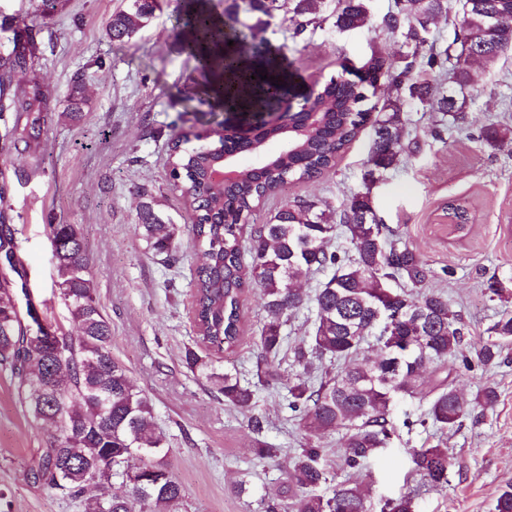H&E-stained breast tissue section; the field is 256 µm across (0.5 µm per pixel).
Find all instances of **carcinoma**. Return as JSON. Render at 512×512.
Returning a JSON list of instances; mask_svg holds the SVG:
<instances>
[{"label": "carcinoma", "mask_w": 512, "mask_h": 512, "mask_svg": "<svg viewBox=\"0 0 512 512\" xmlns=\"http://www.w3.org/2000/svg\"><path fill=\"white\" fill-rule=\"evenodd\" d=\"M276 2L241 0L244 12L265 15ZM460 3L462 17L454 25L451 43L443 47L431 39V25L437 16L448 14V0H401L397 10L384 16L383 25L411 45L412 53L398 63L372 52L357 83L350 81L349 62H343L336 80L318 89L316 123L297 118L290 148L269 156L262 165L241 169L240 178L222 191L209 179V170L220 157L217 148L222 145L225 151L242 155L254 152L252 144L220 135L208 151L186 148L177 137L169 147L174 178L188 209V235L200 253L194 276L198 342L218 357L235 352L242 296L248 288L258 292L264 311L255 337L256 382H241L234 369L218 372L213 361L192 349L185 353L187 368L205 378L224 397V405L242 412L252 409L258 387L276 380L272 368L283 347H288L291 365L298 368L288 385V408L305 442L288 472V494L265 502V512H369V491L360 483L341 482L328 497L317 493L329 481L333 467L314 436L343 431L342 465L359 470L388 445L387 416L393 396L419 394L425 369L450 356L472 368L461 349L459 315L444 294L425 290L430 270L418 254L386 245L389 229L377 216L370 188L375 173L404 160L405 103L418 102L458 124L464 119L466 100L448 91V85L466 90L473 83L472 60L493 63L512 49V0ZM319 4L320 0H294L292 13L303 18L294 34L316 22ZM154 7L155 0H129L125 10L112 15L109 34L115 40L132 38L147 26ZM483 14H493L499 22L484 28L476 25L474 20ZM367 23L364 0H338L336 30ZM188 34L193 36L189 47L208 40L235 41L237 55L224 59V69L230 73L247 57L282 68L277 52L251 45L237 27L228 32L214 27L202 5ZM417 66L436 73L435 84L415 81L412 71ZM380 87L390 91L381 109L366 107L369 95ZM20 112L25 123L18 141L28 148L40 139L46 123L39 96L23 101ZM369 123L374 138L364 186L349 196L342 209L325 200H287L266 223L244 232L269 197L291 181L318 180ZM281 138L280 128L269 127L254 141L262 150ZM339 224L349 233L350 252L330 247ZM135 232L153 255L170 264L179 260L181 228L164 220L154 202L139 209ZM46 234L57 273V298L78 322L76 335H60L66 365L57 364L31 310L21 259L14 258L0 274V364L10 368L24 412L58 436L31 461L33 482L80 502L84 512H181L185 490L167 469L166 436L157 427L149 399L112 356V326L100 309L80 228L48 224ZM317 273L328 278L311 298V335L290 344L283 327L305 301L295 285ZM390 277L406 281L411 289L388 287ZM378 310L387 313V320L378 336L380 350L370 352L364 343L378 326ZM510 344L512 312L505 311L483 341L479 363L492 364ZM325 359L337 364V370L315 383L314 362ZM496 399L495 391L486 387L469 402L453 382L444 380L432 391L427 417L420 424L429 423L444 434L461 423L470 405L488 409ZM412 460L430 483L448 482L449 453L442 442L414 449ZM100 465L111 469L106 484L114 488L91 496L90 471ZM382 512H417V505L412 495L404 493L387 501Z\"/></svg>", "instance_id": "cac0c4a2"}]
</instances>
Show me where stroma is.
Here are the masks:
<instances>
[{
    "label": "stroma",
    "instance_id": "35a3bbf8",
    "mask_svg": "<svg viewBox=\"0 0 512 512\" xmlns=\"http://www.w3.org/2000/svg\"><path fill=\"white\" fill-rule=\"evenodd\" d=\"M366 27L336 31L330 17L336 0H322L321 26L295 34L287 10L255 26L258 40L280 48L295 89L313 79L328 81L343 61L359 63L379 51L401 60L408 49L382 27L394 0H366ZM43 11L40 0H0V79L41 95L47 122L38 144L15 150L5 132L13 115L0 112V218L17 225L20 256L31 293L49 322L73 334L77 325L56 297L57 279L49 224L80 225L88 271L104 316L112 325V353L149 397L155 419L169 440L168 467L183 485L185 512H263L264 498L288 488L292 458L303 434L288 408V384L296 374L287 352L275 363L276 385L259 389L251 415L225 406L223 398L185 365L194 347L193 277L199 257L182 238L180 259L164 265L135 233L142 202L154 200L174 223L185 224L187 209L168 166L171 138L212 129L224 111L202 101V77L180 42L181 0H157L151 24L129 41L106 32L114 12L127 0H54ZM28 40V66L12 69L9 54L15 29ZM476 83L468 92L461 127L442 126L436 113L405 107L404 137L417 142L398 167L377 173L372 188L378 217L391 240L419 254L430 266V289L442 292L465 325L462 348L476 357L489 327L505 308L489 295L497 277L512 289V139L488 145L490 124L512 129V50L491 65L473 67ZM87 99L84 116H68L74 87ZM372 133L363 129L333 168L314 182L288 185L269 198L253 218L265 223L284 199L317 198L341 205L363 187ZM464 205L469 223L448 221L449 203ZM257 296L246 292L241 342L229 356L243 380H251L261 327ZM454 381L464 397L493 388V410L470 409L446 442L452 464L446 484L427 483L411 454L430 440L419 425L434 384ZM263 419L255 434L249 416ZM395 436L364 471H339V479L363 481L372 512L387 500L411 492L418 512H493L496 498L512 484V346L499 363L466 370L456 359L430 366L420 393L394 398L388 416ZM49 429L22 410L8 370L0 366V490L9 512H81L74 501L32 483L28 463L46 447ZM276 448L258 459L257 441ZM246 494H239V485Z\"/></svg>",
    "mask_w": 512,
    "mask_h": 512
}]
</instances>
